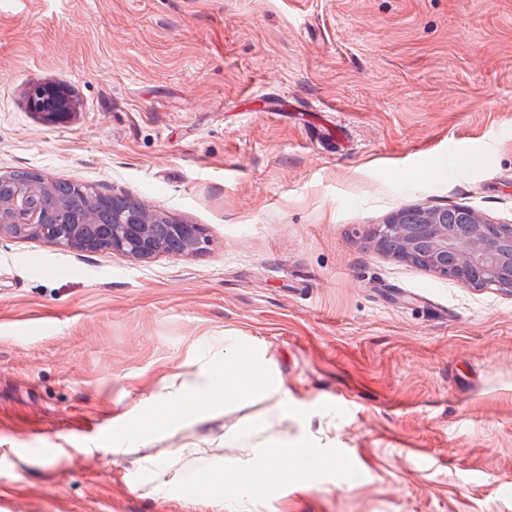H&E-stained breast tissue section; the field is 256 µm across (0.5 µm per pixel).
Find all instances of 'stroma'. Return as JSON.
<instances>
[{
	"label": "stroma",
	"instance_id": "stroma-1",
	"mask_svg": "<svg viewBox=\"0 0 512 512\" xmlns=\"http://www.w3.org/2000/svg\"><path fill=\"white\" fill-rule=\"evenodd\" d=\"M64 87L71 117L29 106ZM203 225L140 264L0 241V512H226L151 481L251 401L104 437L242 342L358 471L253 512H512V298L377 250L399 209L512 225V0H0V175ZM50 183L53 185L57 197L66 200L71 207L78 202L82 203L83 205H87L88 203L101 198H107L112 202V196L102 195L98 192H95L92 188L81 186L84 192L83 194L80 189H78L79 193L75 191V187L77 186L75 184L61 181H54Z\"/></svg>",
	"mask_w": 512,
	"mask_h": 512
}]
</instances>
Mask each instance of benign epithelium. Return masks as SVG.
<instances>
[{"label":"benign epithelium","instance_id":"7a95c632","mask_svg":"<svg viewBox=\"0 0 512 512\" xmlns=\"http://www.w3.org/2000/svg\"><path fill=\"white\" fill-rule=\"evenodd\" d=\"M29 105L54 121L73 112L68 92L54 86L37 88ZM49 183L38 175L0 195V239H39L63 249L97 253L112 251L137 263L161 254L190 256L209 242L200 224L160 220L161 210L141 202L114 207L112 223H97L90 208L72 209L66 223L57 220L62 206L46 205ZM378 250L401 261L421 262L430 270L476 289H492L512 297V225L492 224L471 209L457 223L442 221L441 208L416 205L396 212L374 233Z\"/></svg>","mask_w":512,"mask_h":512}]
</instances>
